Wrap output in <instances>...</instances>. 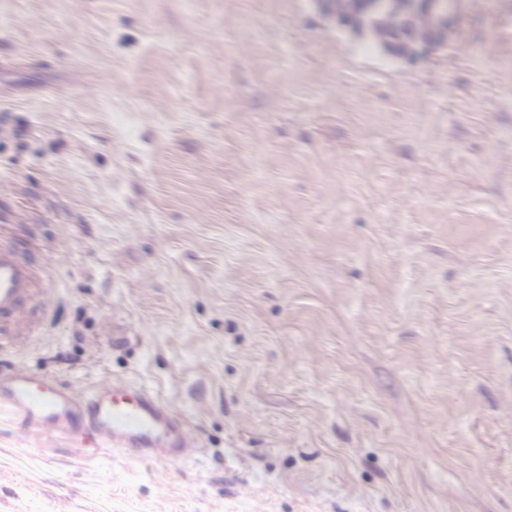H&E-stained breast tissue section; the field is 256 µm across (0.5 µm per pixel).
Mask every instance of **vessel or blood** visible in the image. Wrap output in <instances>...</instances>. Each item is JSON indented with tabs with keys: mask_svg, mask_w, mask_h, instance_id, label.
Returning <instances> with one entry per match:
<instances>
[{
	"mask_svg": "<svg viewBox=\"0 0 512 512\" xmlns=\"http://www.w3.org/2000/svg\"><path fill=\"white\" fill-rule=\"evenodd\" d=\"M40 293V275L0 230V353L27 335L26 307ZM22 428L68 436L80 448L123 449L131 457L169 462L190 448L180 420L152 390L112 381L78 391L47 374L0 367V417Z\"/></svg>",
	"mask_w": 512,
	"mask_h": 512,
	"instance_id": "obj_1",
	"label": "vessel or blood"
}]
</instances>
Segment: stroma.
<instances>
[{"label":"stroma","instance_id":"1","mask_svg":"<svg viewBox=\"0 0 512 512\" xmlns=\"http://www.w3.org/2000/svg\"><path fill=\"white\" fill-rule=\"evenodd\" d=\"M14 364L194 455L0 421V512H512V0L395 60L312 0H0ZM40 292L36 268L20 256L13 238L0 227V354L15 350L19 343L4 336L29 335L30 331L22 325L24 311L36 302Z\"/></svg>","mask_w":512,"mask_h":512}]
</instances>
